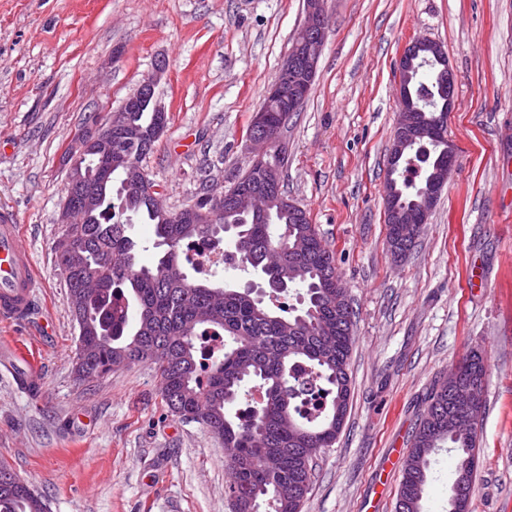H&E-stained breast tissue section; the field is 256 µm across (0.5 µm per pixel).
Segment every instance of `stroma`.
I'll list each match as a JSON object with an SVG mask.
<instances>
[{
  "label": "stroma",
  "instance_id": "stroma-1",
  "mask_svg": "<svg viewBox=\"0 0 512 512\" xmlns=\"http://www.w3.org/2000/svg\"><path fill=\"white\" fill-rule=\"evenodd\" d=\"M315 82L288 122L284 187L333 250L355 311L350 405L316 461L302 512H395L433 384L467 352L485 358L486 410L470 512H512V0H327ZM305 21L304 0H0V203L44 286L20 337L44 378L31 399L0 367V459L48 512H231L230 459L171 413L135 364L82 381L77 323L53 246L67 168L91 112L117 109L165 69L169 122L145 162L179 209L198 174L229 188L251 163L247 129ZM416 37L454 72L455 168L416 247L394 259L383 186L398 118L396 67ZM455 462L431 457L422 512H448Z\"/></svg>",
  "mask_w": 512,
  "mask_h": 512
}]
</instances>
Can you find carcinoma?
Listing matches in <instances>:
<instances>
[{"label":"carcinoma","instance_id":"1","mask_svg":"<svg viewBox=\"0 0 512 512\" xmlns=\"http://www.w3.org/2000/svg\"><path fill=\"white\" fill-rule=\"evenodd\" d=\"M423 52L410 71L412 102L420 121L448 118V86ZM169 122L153 103L128 113V129L112 130L122 156L138 165L153 150L151 130ZM446 145L426 137L409 144L394 179L398 205L418 207L422 191L438 172ZM83 212L67 224L54 245L55 264L68 288L82 332L76 371L104 375L115 366L150 363L162 384V399L175 415L206 427L224 443L239 473L228 488L231 512H301L314 469L306 449L330 448L347 416L351 396L348 360L354 342L351 300L338 295L335 256L310 218L283 202L265 215L224 208L210 224H175L138 186V174L118 167L93 178L73 195ZM155 227L157 261L139 262L130 230ZM211 240L224 246L229 267L262 273L278 287L263 297L250 288L214 286L197 277L183 246ZM295 293L289 310L272 295ZM221 336L224 346L204 365L199 341ZM456 376L438 381L412 435L395 512H421L431 456L454 452L455 480L473 484L479 455L478 428H456L461 396L485 373L482 358L463 357ZM257 388L262 401L236 409ZM322 391L317 412L305 409L313 389ZM12 468L0 461V512H46L30 485L8 481Z\"/></svg>","mask_w":512,"mask_h":512}]
</instances>
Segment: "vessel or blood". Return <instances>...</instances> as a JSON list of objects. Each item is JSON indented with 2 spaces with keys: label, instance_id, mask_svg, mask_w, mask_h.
<instances>
[{
  "label": "vessel or blood",
  "instance_id": "obj_1",
  "mask_svg": "<svg viewBox=\"0 0 512 512\" xmlns=\"http://www.w3.org/2000/svg\"><path fill=\"white\" fill-rule=\"evenodd\" d=\"M41 285L13 211L0 206V321L28 324L38 311Z\"/></svg>",
  "mask_w": 512,
  "mask_h": 512
}]
</instances>
